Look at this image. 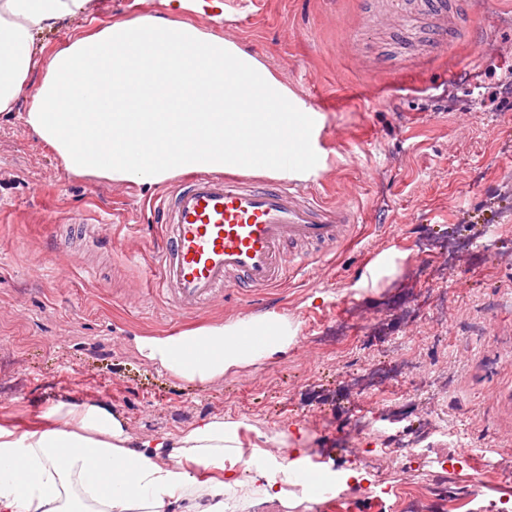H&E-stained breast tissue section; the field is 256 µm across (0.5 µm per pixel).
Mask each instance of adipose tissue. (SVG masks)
Instances as JSON below:
<instances>
[{
  "label": "adipose tissue",
  "instance_id": "adipose-tissue-1",
  "mask_svg": "<svg viewBox=\"0 0 512 512\" xmlns=\"http://www.w3.org/2000/svg\"><path fill=\"white\" fill-rule=\"evenodd\" d=\"M90 0H0V112L22 92L41 48L36 35ZM25 121L65 169L115 183L156 185L207 170L309 182L327 171L323 117L236 41L164 17L117 21L47 63ZM300 325L268 313L175 336H139L136 350L171 376L207 383L297 344ZM45 428L0 426V512H224L259 494L285 500L306 472L299 450L255 449L259 482L240 462L239 422L205 419L143 441L101 404L49 406ZM212 471L199 480L184 462Z\"/></svg>",
  "mask_w": 512,
  "mask_h": 512
}]
</instances>
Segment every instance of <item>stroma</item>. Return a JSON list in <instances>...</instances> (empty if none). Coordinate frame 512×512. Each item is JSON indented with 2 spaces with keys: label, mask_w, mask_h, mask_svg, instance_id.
I'll return each mask as SVG.
<instances>
[{
  "label": "stroma",
  "mask_w": 512,
  "mask_h": 512,
  "mask_svg": "<svg viewBox=\"0 0 512 512\" xmlns=\"http://www.w3.org/2000/svg\"><path fill=\"white\" fill-rule=\"evenodd\" d=\"M37 40L46 57L112 22L170 17L264 57L325 117L328 169L308 191L352 211L336 254L272 292L226 288L195 318L143 302L159 218L147 188L67 172L24 122L46 71L29 73L0 112V418L42 424L51 404L90 399L136 438L178 435L214 417L242 421L243 447L302 449L310 464L360 484L408 486L389 455L423 437L453 465L456 495L483 473L479 512L512 494V0H448L439 24L422 0H220L171 12L165 0H94ZM498 239L483 248L485 225ZM404 255L376 287L354 280L387 249ZM275 312L300 322L284 357L206 384L144 361L133 339ZM387 367L398 381L375 384ZM383 423L379 453L349 434L357 410ZM401 414L386 423L388 412ZM456 435L427 426L430 416Z\"/></svg>",
  "instance_id": "1"
}]
</instances>
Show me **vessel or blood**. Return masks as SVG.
<instances>
[{
  "label": "vessel or blood",
  "instance_id": "vessel-or-blood-1",
  "mask_svg": "<svg viewBox=\"0 0 512 512\" xmlns=\"http://www.w3.org/2000/svg\"><path fill=\"white\" fill-rule=\"evenodd\" d=\"M164 245L152 282L171 313L188 318L233 285L261 292L312 264L310 246L334 250L347 238L350 212L330 208L293 184L254 183L196 173L158 203ZM300 246L285 258L286 244Z\"/></svg>",
  "mask_w": 512,
  "mask_h": 512
}]
</instances>
